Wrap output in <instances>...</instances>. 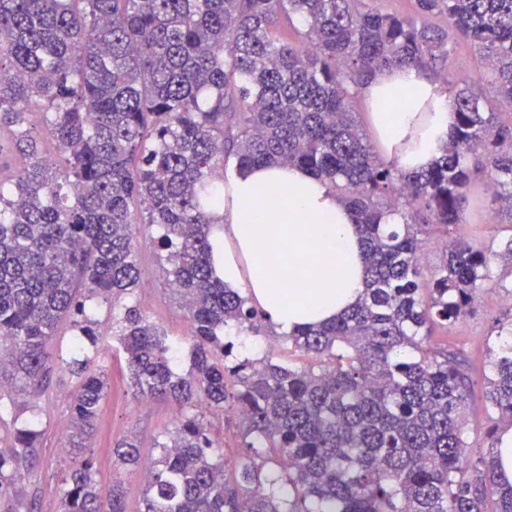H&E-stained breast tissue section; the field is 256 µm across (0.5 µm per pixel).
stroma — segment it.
I'll return each instance as SVG.
<instances>
[{
  "label": "stroma",
  "instance_id": "stroma-1",
  "mask_svg": "<svg viewBox=\"0 0 512 512\" xmlns=\"http://www.w3.org/2000/svg\"><path fill=\"white\" fill-rule=\"evenodd\" d=\"M478 53L471 47L457 45L437 79L444 91H451L463 79L482 73ZM492 209L491 195L484 183H477L468 195L464 213L465 234L476 241H488L492 230L487 216ZM151 228H142L137 237V253L143 271L137 295L141 308L149 318L167 329L173 338H184L188 324L163 276L157 250L152 242ZM506 309L503 290L484 292L475 308L455 326L437 328L434 343L463 349L469 358V371L474 382L470 407L467 411L469 442L473 451L487 452L490 443L485 435V397L483 374L487 362L486 339L495 317ZM99 336L92 352L107 373V397L102 405L97 430L91 441L94 454L95 479L101 487H109L116 474L112 465V448L128 434L137 435L144 458L156 450L155 437L170 427L177 412L167 401L135 400L129 388L127 370L116 355L115 339L108 304H99L96 312ZM76 380L64 370H57L43 395L40 428V463L26 478V485L37 488L40 512H60V480L70 465L67 451L62 450L70 426V404L76 390Z\"/></svg>",
  "mask_w": 512,
  "mask_h": 512
}]
</instances>
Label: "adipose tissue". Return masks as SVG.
Instances as JSON below:
<instances>
[{
    "instance_id": "adipose-tissue-1",
    "label": "adipose tissue",
    "mask_w": 512,
    "mask_h": 512,
    "mask_svg": "<svg viewBox=\"0 0 512 512\" xmlns=\"http://www.w3.org/2000/svg\"><path fill=\"white\" fill-rule=\"evenodd\" d=\"M376 141L403 169L429 166L455 122L448 94L419 67H386L363 84ZM212 241L215 275L278 331L331 322L362 296L361 236L326 180L296 165L236 171Z\"/></svg>"
}]
</instances>
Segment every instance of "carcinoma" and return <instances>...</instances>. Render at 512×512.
<instances>
[{
  "instance_id": "obj_1",
  "label": "carcinoma",
  "mask_w": 512,
  "mask_h": 512,
  "mask_svg": "<svg viewBox=\"0 0 512 512\" xmlns=\"http://www.w3.org/2000/svg\"><path fill=\"white\" fill-rule=\"evenodd\" d=\"M404 16L360 0H0V390L38 400L55 368L48 344L78 330L65 364L71 465L61 512H129L124 482L98 486L86 439L107 376L95 302L112 301V333L133 397L178 406L157 442L138 512H512L495 451L468 454L473 381L461 349H437L435 327L460 322L480 294L509 287L512 234H460L484 180L512 219V0H415ZM443 16L445 28L425 19ZM301 20L294 43L283 32ZM468 42L485 72L452 91L454 132L436 163L404 171L379 159L353 118V90L383 67L433 70ZM56 142L62 163L43 152ZM282 163L329 181L357 219L366 288L335 321L282 333L309 358L295 367L234 355L224 332L258 334L264 314L212 269L216 175ZM398 215L401 223H390ZM156 226L161 270L186 311L191 371L179 343L133 300L140 225ZM443 260L427 276V228ZM499 264L507 273L494 275ZM483 376L491 446L512 428V308L487 339ZM236 421L235 448L206 414ZM40 433L15 429L0 448V509L38 512L23 480ZM114 457L142 469L134 437Z\"/></svg>"
}]
</instances>
